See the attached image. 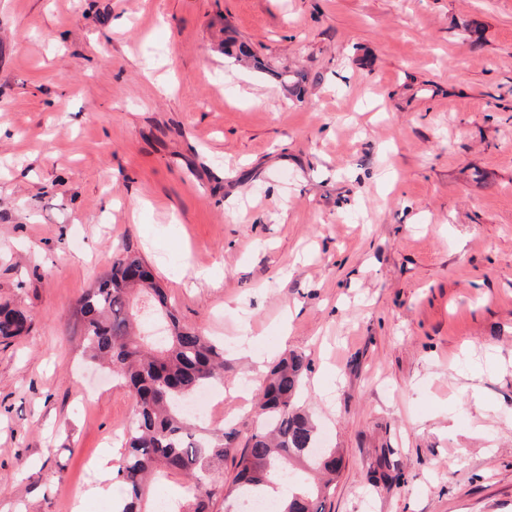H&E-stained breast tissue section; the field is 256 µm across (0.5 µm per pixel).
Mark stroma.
Wrapping results in <instances>:
<instances>
[{"label":"stroma","instance_id":"1","mask_svg":"<svg viewBox=\"0 0 512 512\" xmlns=\"http://www.w3.org/2000/svg\"><path fill=\"white\" fill-rule=\"evenodd\" d=\"M125 245L225 345L211 425L309 359L328 512H512V0H0V512L100 504L133 400L70 310ZM31 318L25 311L10 302L0 303V339L10 340L26 333Z\"/></svg>","mask_w":512,"mask_h":512}]
</instances>
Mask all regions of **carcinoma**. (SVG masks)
I'll list each match as a JSON object with an SVG mask.
<instances>
[{
    "label": "carcinoma",
    "instance_id": "1",
    "mask_svg": "<svg viewBox=\"0 0 512 512\" xmlns=\"http://www.w3.org/2000/svg\"><path fill=\"white\" fill-rule=\"evenodd\" d=\"M142 309L167 320V336L135 332ZM72 316L83 352L106 364L134 403L116 471L123 496L113 512H151L149 480L161 472L184 479L169 512H211L219 497L224 512H242L243 502L261 497L273 499L276 512H326L341 458L334 448L318 447L317 426L297 403L308 368L304 355L287 352L265 372L252 426L199 430L185 404L224 384V344L180 322L138 253L127 245L114 253L110 272L82 294ZM30 325L25 311L0 303V339H16ZM228 458L236 473L227 487L215 470Z\"/></svg>",
    "mask_w": 512,
    "mask_h": 512
}]
</instances>
